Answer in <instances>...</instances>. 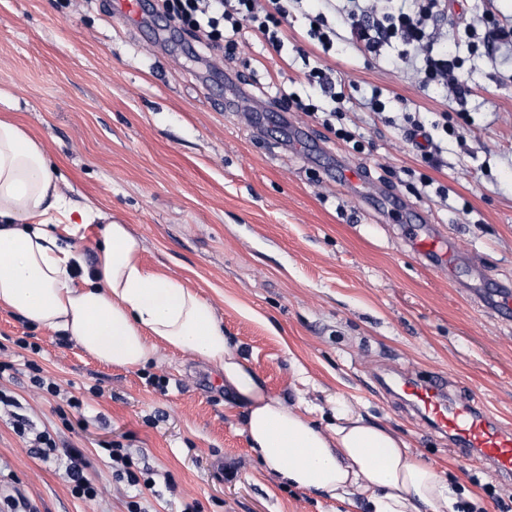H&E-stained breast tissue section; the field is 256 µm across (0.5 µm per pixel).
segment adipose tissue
<instances>
[{
  "label": "adipose tissue",
  "mask_w": 512,
  "mask_h": 512,
  "mask_svg": "<svg viewBox=\"0 0 512 512\" xmlns=\"http://www.w3.org/2000/svg\"><path fill=\"white\" fill-rule=\"evenodd\" d=\"M101 218L94 208L70 206L42 143L0 119V309L72 338L112 366H143L163 345L214 366L248 407L250 448L285 485L339 500L358 493L370 512H458L459 496L443 473L345 399L337 400L325 431L270 395L231 346L213 306L142 266L127 225L105 220L98 261L85 267L72 238Z\"/></svg>",
  "instance_id": "ef3b65f1"
}]
</instances>
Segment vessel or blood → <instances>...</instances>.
<instances>
[{
  "mask_svg": "<svg viewBox=\"0 0 512 512\" xmlns=\"http://www.w3.org/2000/svg\"><path fill=\"white\" fill-rule=\"evenodd\" d=\"M414 250L440 261L449 259L446 237L434 230L413 238ZM407 401L462 453L491 463L501 475L512 478V432L501 428L477 403L459 402L444 378L418 383L400 380Z\"/></svg>",
  "mask_w": 512,
  "mask_h": 512,
  "instance_id": "obj_1",
  "label": "vessel or blood"
}]
</instances>
